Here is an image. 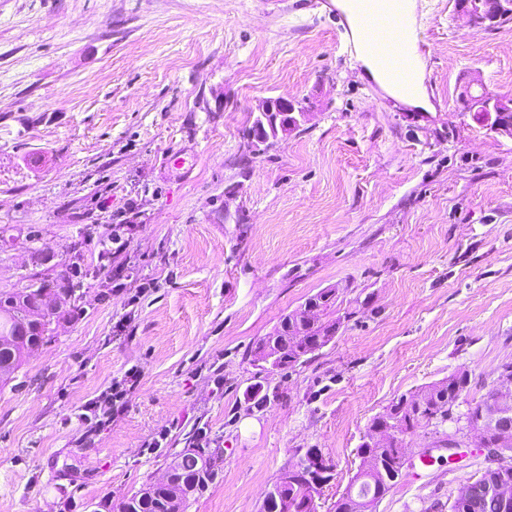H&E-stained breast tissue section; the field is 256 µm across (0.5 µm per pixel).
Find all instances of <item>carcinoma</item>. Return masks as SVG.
<instances>
[{
	"label": "carcinoma",
	"mask_w": 512,
	"mask_h": 512,
	"mask_svg": "<svg viewBox=\"0 0 512 512\" xmlns=\"http://www.w3.org/2000/svg\"><path fill=\"white\" fill-rule=\"evenodd\" d=\"M51 292L55 298V305L52 308L45 307L44 302L38 300L39 292ZM75 288H47L43 282L31 281L26 287L17 292H0V337L16 333L20 324H27L28 341L38 343L47 336L48 326L51 318L57 311L71 303L75 296ZM336 290L329 288L317 292L309 297L315 301V307L322 314L335 303ZM289 326L293 329L299 326L306 328V338L313 341L319 337L332 340V335L339 328L336 320L323 321L320 318L308 319L306 312H296L286 315L281 319L279 327L273 333L261 338L253 350L254 361L263 359V349L267 342L280 333V328ZM313 350L299 343L288 350L279 360L277 367L280 369L293 368L309 360ZM26 352L22 344L0 342V375L12 373L19 369L25 362ZM469 385V373L459 370L446 385L435 388V385L428 386V389L435 390L431 395H419L411 393L403 395L382 413V416L393 421V427L400 432L413 434L416 429L428 426L427 420L437 417L433 423V434L440 433L443 422L440 421L448 407L461 396ZM357 452L369 455L374 458L378 455L384 457L387 478H378L383 485L381 494H386L395 484V473L399 472L401 446L391 445L386 448H359ZM219 457L218 450L209 448L186 449L176 453L168 466L173 475V484L168 487L157 486L149 483L145 488L135 493L122 502L123 512H177L181 509L185 500H194L203 496L210 483L217 476L216 460ZM307 480L304 477L295 479V482L288 485V496L293 512H308L307 501L309 495L305 486Z\"/></svg>",
	"instance_id": "obj_1"
}]
</instances>
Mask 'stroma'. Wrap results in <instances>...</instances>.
<instances>
[{
  "label": "stroma",
  "mask_w": 512,
  "mask_h": 512,
  "mask_svg": "<svg viewBox=\"0 0 512 512\" xmlns=\"http://www.w3.org/2000/svg\"><path fill=\"white\" fill-rule=\"evenodd\" d=\"M455 2L417 0L426 112L366 79L335 0H0V291L80 282L0 388V512H118L199 440L218 476L186 512H262L310 448L336 512L393 401L461 369L459 412L491 389L512 363V139L459 94L512 98V19L476 31ZM276 97L306 117L254 150ZM325 288L332 341L259 371L257 341ZM489 465L470 440L375 512H449ZM138 379V371L130 369L126 372L125 378L123 380L112 383L110 387V396H104L92 401L86 407V411L91 412L94 419H97L101 416L103 418L109 417L112 413L113 402L123 400L127 393L135 387ZM99 411H101V413Z\"/></svg>",
  "instance_id": "obj_1"
}]
</instances>
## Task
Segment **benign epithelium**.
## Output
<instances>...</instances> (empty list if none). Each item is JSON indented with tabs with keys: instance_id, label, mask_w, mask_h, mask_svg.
<instances>
[{
	"instance_id": "1",
	"label": "benign epithelium",
	"mask_w": 512,
	"mask_h": 512,
	"mask_svg": "<svg viewBox=\"0 0 512 512\" xmlns=\"http://www.w3.org/2000/svg\"><path fill=\"white\" fill-rule=\"evenodd\" d=\"M482 7L473 10L468 0H464L459 10V18L465 25L477 29L486 23L498 20L500 12L512 6V0H481ZM512 102L502 97H489L482 104V111L494 115L492 129L499 135L512 138ZM306 109L295 100L269 98L257 107L259 124L269 129L277 140L285 139L294 130L300 120L305 118ZM298 337H283L267 348L264 362L273 365L282 349L288 345H296ZM512 386V369L504 368L498 376V387L494 388V397L481 411L478 421L470 419V413L454 416V409L448 410V419L461 423L457 429L433 443V448H425L420 455L431 457L432 449H446L449 457L456 456L454 450L466 444L467 432L476 430L482 443H487L486 432L499 437L498 442L489 449L495 467L493 471L503 470L512 466V393L507 388ZM398 432L387 419L379 418L371 425L370 433L362 439L361 445L380 447L389 442L397 441ZM332 467L329 458L320 451H313L300 456L297 461L282 474L283 481L288 482L294 476L306 474L310 478L311 501H316L320 491L327 484L328 474ZM493 497L500 504L503 512H512V485L499 480L474 481L468 484L451 505V512H474L481 500ZM288 497L270 488L265 492L263 512H290Z\"/></svg>"
}]
</instances>
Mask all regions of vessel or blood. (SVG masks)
<instances>
[{"label":"vessel or blood","instance_id":"obj_1","mask_svg":"<svg viewBox=\"0 0 512 512\" xmlns=\"http://www.w3.org/2000/svg\"><path fill=\"white\" fill-rule=\"evenodd\" d=\"M344 8L354 28L348 31L347 49H362L365 56L378 54L379 38L370 27L374 18H384L390 23L387 40L403 65L402 73H395L390 67H383L381 76L390 81L398 91H411L413 75L419 59L428 54V47L421 36L420 25L407 10V0H344Z\"/></svg>","mask_w":512,"mask_h":512}]
</instances>
